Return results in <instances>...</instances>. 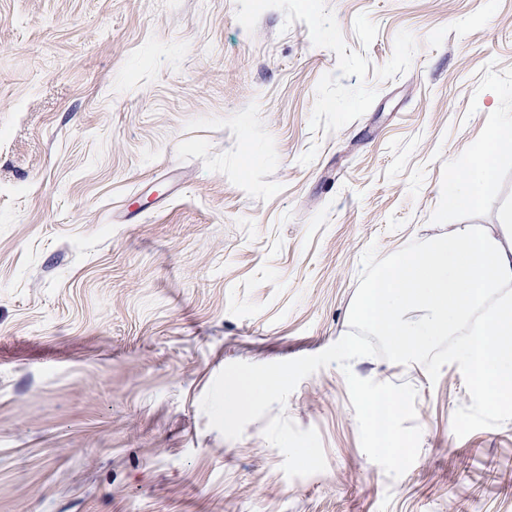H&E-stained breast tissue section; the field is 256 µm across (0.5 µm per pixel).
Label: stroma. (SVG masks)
Returning a JSON list of instances; mask_svg holds the SVG:
<instances>
[{
  "instance_id": "35a3bbf8",
  "label": "stroma",
  "mask_w": 512,
  "mask_h": 512,
  "mask_svg": "<svg viewBox=\"0 0 512 512\" xmlns=\"http://www.w3.org/2000/svg\"><path fill=\"white\" fill-rule=\"evenodd\" d=\"M511 121L512 0H0V512H512V421L455 436L457 365L352 362L416 391L396 479L338 366L270 409L321 473L201 408L343 337L369 245L497 223L512 157L446 192ZM512 156V124L492 126L487 133L485 147L477 148L464 163V182L451 183L448 206L474 208L480 201L483 187L494 177L493 159L496 156Z\"/></svg>"
}]
</instances>
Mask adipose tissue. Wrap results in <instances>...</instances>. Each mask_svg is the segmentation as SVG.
<instances>
[{
  "mask_svg": "<svg viewBox=\"0 0 512 512\" xmlns=\"http://www.w3.org/2000/svg\"><path fill=\"white\" fill-rule=\"evenodd\" d=\"M504 155L512 156V124L489 129L485 146L464 164L463 183L451 184L449 206L476 207L493 180L494 157ZM502 288H512V211L494 229L460 228L424 250L399 254L367 283L357 315L407 357L454 331Z\"/></svg>",
  "mask_w": 512,
  "mask_h": 512,
  "instance_id": "obj_1",
  "label": "adipose tissue"
}]
</instances>
